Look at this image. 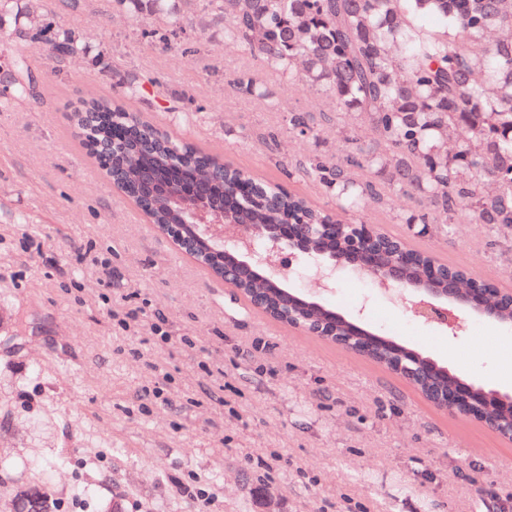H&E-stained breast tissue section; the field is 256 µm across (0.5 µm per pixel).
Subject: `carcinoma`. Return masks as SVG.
<instances>
[{"label":"carcinoma","mask_w":512,"mask_h":512,"mask_svg":"<svg viewBox=\"0 0 512 512\" xmlns=\"http://www.w3.org/2000/svg\"><path fill=\"white\" fill-rule=\"evenodd\" d=\"M198 0H112V7L135 19L155 18L143 31L153 41L181 37ZM210 13L224 19V38L246 47L263 67L286 82L301 81L336 101L369 134L384 140L389 152L366 151V163L389 177L401 193L416 192L432 206L435 224L471 220L492 227L512 226V0H207ZM44 0H0V20L21 19L3 53L9 81L0 109L13 108L34 91L27 50L43 37ZM432 16L438 24L424 25ZM53 48L68 56H90L80 36L65 27L51 37ZM81 143L106 177L135 199L152 223L190 237L196 230L178 199L199 201V211L239 224L322 225L306 243L315 255L347 263L338 247L333 221L339 215L308 198L248 171L224 164L214 154L173 139L122 105L91 96L70 114ZM305 172L340 202L357 210L377 192L357 180L348 167L314 158ZM408 281L422 278L430 254L412 252ZM199 264L216 279L224 264L237 258L230 247L202 246ZM264 291L277 305L275 317L286 325L313 300L269 282L248 285L245 293ZM404 343L383 337L371 360L385 367L402 358ZM406 347V346H404ZM409 365L428 358L411 346ZM437 397L452 384H416ZM491 424L505 425L512 406L491 403L484 410ZM14 474L12 486L0 483L9 512H61L45 486L23 482L18 467L0 455V473Z\"/></svg>","instance_id":"cac0c4a2"}]
</instances>
